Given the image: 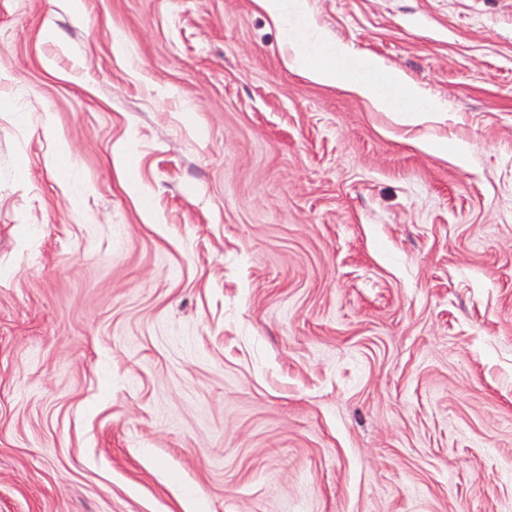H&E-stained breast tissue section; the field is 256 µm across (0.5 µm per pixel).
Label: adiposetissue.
<instances>
[{"instance_id":"adipose-tissue-1","label":"adipose tissue","mask_w":512,"mask_h":512,"mask_svg":"<svg viewBox=\"0 0 512 512\" xmlns=\"http://www.w3.org/2000/svg\"><path fill=\"white\" fill-rule=\"evenodd\" d=\"M309 39L307 26L297 25L289 29L288 41L295 48L293 61L304 64L312 81L320 84L335 83L336 61L345 56V49L340 46L329 49L323 62L311 63L308 62L304 50ZM384 82L400 86L402 90L400 99L396 100L382 93L380 85ZM348 88L360 96L373 99L380 108L394 112H405L412 115L432 109L431 104L422 98L419 90L413 84L403 76L387 74L382 64L374 60L364 61L350 73Z\"/></svg>"}]
</instances>
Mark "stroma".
I'll list each match as a JSON object with an SVG mask.
<instances>
[{
	"instance_id": "35a3bbf8",
	"label": "stroma",
	"mask_w": 512,
	"mask_h": 512,
	"mask_svg": "<svg viewBox=\"0 0 512 512\" xmlns=\"http://www.w3.org/2000/svg\"><path fill=\"white\" fill-rule=\"evenodd\" d=\"M0 0V512H512V0ZM308 26L296 25L288 30V42L296 47L291 61L302 63L306 69L309 78L320 84H336V57L346 56L343 47L330 48L325 56V60L319 64L311 63L307 59V53L303 46L309 42ZM381 76L385 83L401 87L400 100L390 98L381 92L379 83ZM347 87L360 96L373 99L380 108L393 112L408 113L409 123L411 124L417 121L415 113L431 112L433 109L432 105L422 98L419 90L413 84L401 75L387 76L382 64L374 60H367L358 65L350 73Z\"/></svg>"
}]
</instances>
